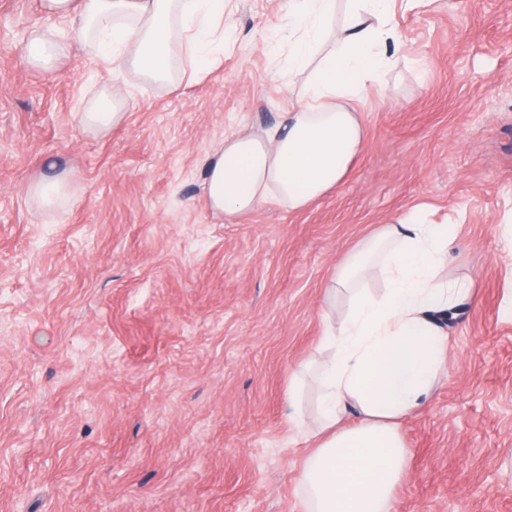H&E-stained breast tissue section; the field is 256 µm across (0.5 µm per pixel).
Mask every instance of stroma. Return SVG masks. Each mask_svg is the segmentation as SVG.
<instances>
[{
  "label": "stroma",
  "instance_id": "obj_1",
  "mask_svg": "<svg viewBox=\"0 0 512 512\" xmlns=\"http://www.w3.org/2000/svg\"><path fill=\"white\" fill-rule=\"evenodd\" d=\"M400 47L355 107L366 145L338 190L234 220L202 199L225 136L296 103L278 37L288 0H227L224 58L163 86L73 44L26 59L39 0H0V512H302L337 263L425 204L451 215V320L431 401L402 425L394 512H512V0H391ZM124 90L99 137L80 114ZM67 174V199L26 193Z\"/></svg>",
  "mask_w": 512,
  "mask_h": 512
}]
</instances>
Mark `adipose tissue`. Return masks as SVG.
Returning a JSON list of instances; mask_svg holds the SVG:
<instances>
[{"instance_id": "ef3b65f1", "label": "adipose tissue", "mask_w": 512, "mask_h": 512, "mask_svg": "<svg viewBox=\"0 0 512 512\" xmlns=\"http://www.w3.org/2000/svg\"><path fill=\"white\" fill-rule=\"evenodd\" d=\"M387 0H350L334 44L326 37L336 0H289L288 68L307 72L297 107L278 127L237 132L205 162L203 200L232 218L273 201L291 211L333 193L366 144L354 102L367 85L383 84L399 35L374 26ZM50 17L80 24L92 47L120 70L168 83L176 48L198 77L224 56V0H41ZM59 28L31 30L27 60L50 72L67 55ZM120 90L103 91L82 116L104 135L125 118ZM454 243L447 221L413 207L361 242L337 265L331 290L350 294L343 320L325 328L331 353L320 368L318 425L300 483L307 512H393L394 492L408 468L400 427L426 407L444 368L448 338L440 323L467 298L470 281L438 275ZM382 274L375 296L362 284Z\"/></svg>"}]
</instances>
